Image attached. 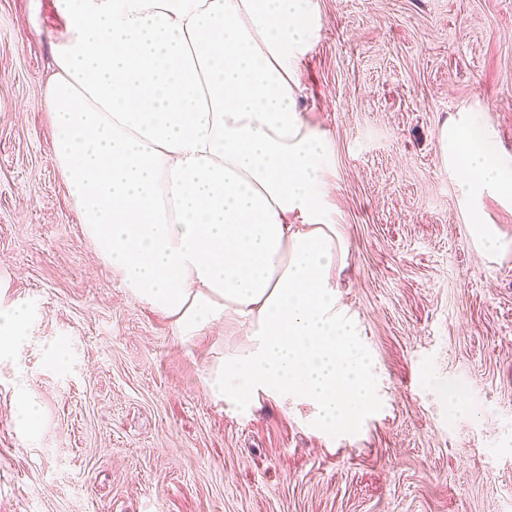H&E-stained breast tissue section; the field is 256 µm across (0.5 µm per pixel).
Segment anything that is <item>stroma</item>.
Listing matches in <instances>:
<instances>
[{
    "label": "stroma",
    "mask_w": 512,
    "mask_h": 512,
    "mask_svg": "<svg viewBox=\"0 0 512 512\" xmlns=\"http://www.w3.org/2000/svg\"><path fill=\"white\" fill-rule=\"evenodd\" d=\"M318 2L299 103L329 141L341 301L382 395L351 432L299 400L212 398L206 369L244 329L181 344L96 258L50 158L63 18L0 0V307L28 313L0 355V512H512V252L474 249L437 145L475 111L512 154V0Z\"/></svg>",
    "instance_id": "obj_1"
}]
</instances>
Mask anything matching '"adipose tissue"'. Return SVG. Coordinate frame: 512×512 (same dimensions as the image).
Returning <instances> with one entry per match:
<instances>
[{
	"label": "adipose tissue",
	"instance_id": "adipose-tissue-1",
	"mask_svg": "<svg viewBox=\"0 0 512 512\" xmlns=\"http://www.w3.org/2000/svg\"><path fill=\"white\" fill-rule=\"evenodd\" d=\"M58 3L50 154L98 259L180 343L217 320L245 328L206 371L213 398L298 397L320 428L358 427L379 381L337 289L328 141L298 108L318 0ZM437 143L476 249L512 252L480 206L512 202L495 129L458 112Z\"/></svg>",
	"mask_w": 512,
	"mask_h": 512
}]
</instances>
